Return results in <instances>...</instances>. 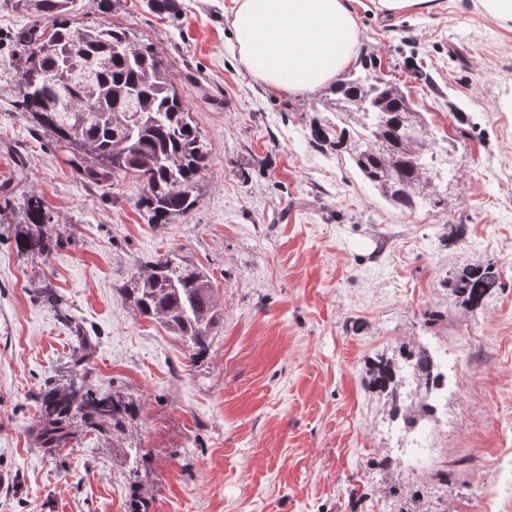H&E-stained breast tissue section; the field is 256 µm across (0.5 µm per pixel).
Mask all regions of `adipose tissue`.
<instances>
[{
    "label": "adipose tissue",
    "mask_w": 512,
    "mask_h": 512,
    "mask_svg": "<svg viewBox=\"0 0 512 512\" xmlns=\"http://www.w3.org/2000/svg\"><path fill=\"white\" fill-rule=\"evenodd\" d=\"M233 35L253 77L282 95L314 92L355 60L352 0H235Z\"/></svg>",
    "instance_id": "adipose-tissue-1"
}]
</instances>
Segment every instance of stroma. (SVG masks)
I'll return each instance as SVG.
<instances>
[{"label":"stroma","instance_id":"1","mask_svg":"<svg viewBox=\"0 0 512 512\" xmlns=\"http://www.w3.org/2000/svg\"><path fill=\"white\" fill-rule=\"evenodd\" d=\"M436 2L388 19L354 0L360 54L449 142L447 206L403 210L311 145L323 91L284 96L245 70L234 0H112L106 14L71 0L80 22L122 25L168 57L209 145L198 205L154 226L138 182L84 183L22 112L15 37L31 16L0 0V185L15 186L0 193V512H128L135 490L149 512H398L420 485L448 512H512V31L473 0ZM31 191L64 233L45 257L15 247ZM170 250L210 274L224 314L194 366L118 293ZM469 265L500 282L475 310L450 287ZM81 334L93 384L143 411L119 442L81 432L50 456L30 437L36 396L65 378ZM423 343L450 384L409 429L364 377L376 355ZM442 467L444 485L428 477Z\"/></svg>","mask_w":512,"mask_h":512}]
</instances>
